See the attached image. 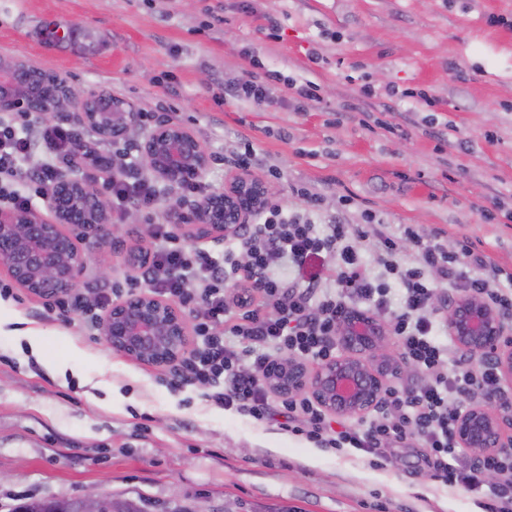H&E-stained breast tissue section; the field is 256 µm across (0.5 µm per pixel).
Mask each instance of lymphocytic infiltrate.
Here are the masks:
<instances>
[{
	"mask_svg": "<svg viewBox=\"0 0 512 512\" xmlns=\"http://www.w3.org/2000/svg\"><path fill=\"white\" fill-rule=\"evenodd\" d=\"M44 145L39 168L27 162L34 145ZM74 154L69 127L54 124L31 129L0 120V204L32 208L59 177ZM307 212H287L271 203L228 237L223 258L188 249L167 222L155 224L149 262L136 284L155 296L193 308L196 347L175 367L180 381L209 386L210 401L257 420L280 418L289 432H307L327 448H354L376 455L387 443L414 439L427 450V462L447 486L465 487L485 501L487 512H512V451H485L465 458L453 431L470 396L494 400L497 370L492 363L471 364L459 351L436 340L448 324L446 308H432L438 285L464 288L502 311L512 310V276L486 256L463 248L452 254L437 235L412 228L402 233L375 224L373 252H365L363 231L331 217L317 227L309 211L315 194L298 189ZM411 245L416 264L402 266L401 243ZM248 260L240 262L236 249ZM297 271L288 280L277 269ZM383 267L376 276L374 267ZM402 288L401 312L391 311V284ZM377 317L398 342L401 360L416 367L415 385L386 388L373 419L353 423L328 413L307 394L274 403L266 380L271 366L285 357L322 364L336 358L340 324L351 314Z\"/></svg>",
	"mask_w": 512,
	"mask_h": 512,
	"instance_id": "obj_1",
	"label": "lymphocytic infiltrate"
}]
</instances>
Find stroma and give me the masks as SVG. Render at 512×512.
<instances>
[{"mask_svg":"<svg viewBox=\"0 0 512 512\" xmlns=\"http://www.w3.org/2000/svg\"><path fill=\"white\" fill-rule=\"evenodd\" d=\"M51 27L66 38L47 44ZM0 57L186 127L212 159L205 184L229 180L249 144L252 176L281 172L277 202L299 207L300 187L319 196L316 224L337 213L361 224L369 210L512 273V0H0ZM249 72L267 101H225ZM310 82L313 98L293 97ZM154 190L159 207L138 223L109 207L126 230L119 247L76 238L85 301L105 283L131 295L128 251L150 247L182 195ZM343 195L354 203L342 211ZM0 318V512L86 495L208 497L234 512H484L432 478L418 443L374 458L328 451L211 405L207 388L117 353L88 312L53 310L2 266Z\"/></svg>","mask_w":512,"mask_h":512,"instance_id":"obj_1","label":"stroma"}]
</instances>
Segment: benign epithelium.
I'll return each instance as SVG.
<instances>
[{"label":"benign epithelium","instance_id":"7a95c632","mask_svg":"<svg viewBox=\"0 0 512 512\" xmlns=\"http://www.w3.org/2000/svg\"><path fill=\"white\" fill-rule=\"evenodd\" d=\"M36 66L0 60V112L36 114L46 123L74 116L104 141L124 138L139 127L140 112L122 98L105 106L98 90L76 89L57 80L32 83ZM141 166L169 185L199 182L210 157L185 127L164 120L147 134L141 146ZM267 183L240 173L220 187H209L191 201L179 200L170 220L195 241L216 239L235 232L254 209L272 200ZM104 236L116 244L122 238L108 220L103 190L90 182L62 176L43 198V208H0V263L30 293L54 300L70 292L84 275L87 260L65 228ZM104 336L113 350L159 367L183 352L187 320L168 302L142 292L112 304L103 316ZM448 330L469 361L494 358L500 381L512 386V331L482 297L465 293L448 302ZM346 353L314 372L289 359L281 392L312 395L326 410L364 414L377 403L387 382L409 365L391 354L381 322L360 315L339 327ZM512 405L494 408L478 404L456 421L459 447L497 450L512 446ZM69 512H102L96 496L73 498Z\"/></svg>","mask_w":512,"mask_h":512}]
</instances>
